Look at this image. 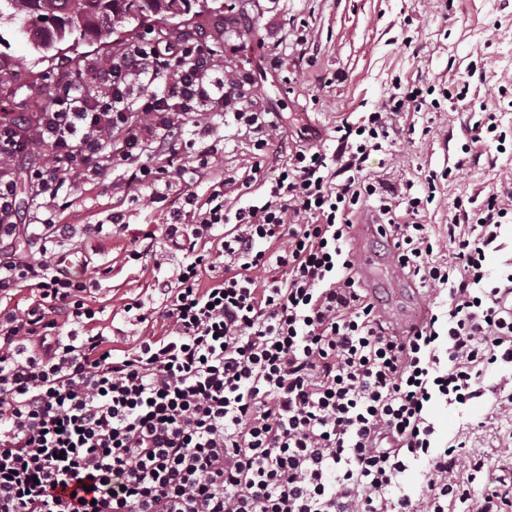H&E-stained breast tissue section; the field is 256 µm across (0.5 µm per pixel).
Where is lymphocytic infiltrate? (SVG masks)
Instances as JSON below:
<instances>
[{
	"mask_svg": "<svg viewBox=\"0 0 512 512\" xmlns=\"http://www.w3.org/2000/svg\"><path fill=\"white\" fill-rule=\"evenodd\" d=\"M219 69L190 37L133 45L82 66L81 81L61 76L39 111L1 119L0 241L20 232L14 169L29 152H45L26 177L30 233L65 240L64 186L120 165L160 181L186 124L214 137L232 108L268 146L277 122L243 109L241 81ZM433 92L407 86L342 120L338 153L295 147L266 201L231 214L216 188L136 234L128 257L151 266L165 329L131 348L79 332L96 319L90 288L58 253L0 251V299L34 295L0 308V512H512V471L482 481L480 455L459 468L465 441L439 443L430 420L434 404L465 407L487 373L512 369V263L488 266L512 223V182L456 199L445 235L419 221L472 144L500 148L506 135L492 119L473 125L461 158L417 194L366 172L396 118L433 109ZM370 202L394 259L437 296L405 334L349 247ZM415 466L419 491L399 490Z\"/></svg>",
	"mask_w": 512,
	"mask_h": 512,
	"instance_id": "f902f5d3",
	"label": "lymphocytic infiltrate"
}]
</instances>
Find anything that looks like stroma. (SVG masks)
<instances>
[{"mask_svg":"<svg viewBox=\"0 0 512 512\" xmlns=\"http://www.w3.org/2000/svg\"><path fill=\"white\" fill-rule=\"evenodd\" d=\"M154 38L197 36L220 54L224 74L244 82L254 109L277 113L279 129L265 153L255 137L226 112L218 132L217 162L203 164L205 140L186 126L163 181L129 184V171L118 168L102 180L64 187L59 194L64 223L77 227L74 238L39 242L27 234L12 249L36 255L40 247L74 254V272L89 271L100 286L90 305L101 312V325H114L128 336L161 334V322L132 325L123 308L130 299L155 306L151 270L127 260L128 233L113 230V215H123L134 228L163 223L183 208L187 193L205 199L215 183L224 185L229 209L261 197L262 180L275 177L300 144L335 149L336 127L372 111L402 85L435 84L465 76L469 64L483 66L484 77L472 80L475 102L494 105L500 77L512 75V0H206L194 6L181 27L153 18ZM143 26L123 24L121 33L103 45H83L66 59L39 60L26 40L12 39L11 55L22 59L20 80L0 83V109L34 112L56 89L63 70H76L89 60L104 61L112 53L140 41ZM474 122L470 110L407 112L391 133L389 152H377L366 172L400 187L420 182L422 171L441 170L457 158ZM258 173H251L253 163ZM512 170V155L473 147L463 173L442 185L425 223H447L456 198L488 193L502 172ZM99 224V233L84 225ZM431 419L439 441L468 433L470 452L487 456V480H495L506 463L501 449L512 448V416L490 417L481 398L464 409L434 406Z\"/></svg>","mask_w":512,"mask_h":512,"instance_id":"35a3bbf8","label":"stroma"}]
</instances>
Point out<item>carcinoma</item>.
I'll return each mask as SVG.
<instances>
[{"mask_svg": "<svg viewBox=\"0 0 512 512\" xmlns=\"http://www.w3.org/2000/svg\"><path fill=\"white\" fill-rule=\"evenodd\" d=\"M181 0H0V27L18 25L15 32L26 34L30 19L42 25V39L33 46L38 53L74 37L91 35L102 40L114 33L118 25L129 20L131 13L168 19ZM10 41L0 33V77L14 74L21 65L8 53Z\"/></svg>", "mask_w": 512, "mask_h": 512, "instance_id": "cac0c4a2", "label": "carcinoma"}]
</instances>
